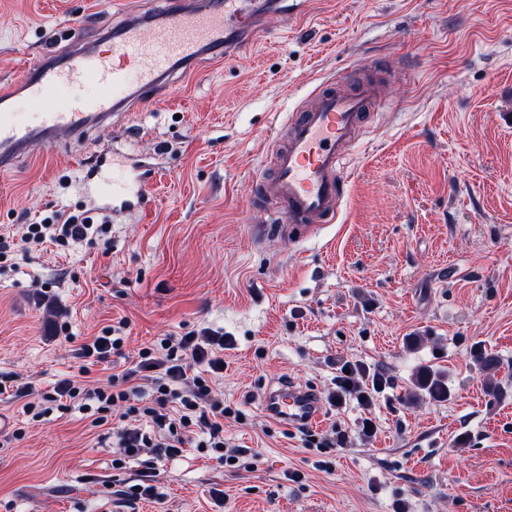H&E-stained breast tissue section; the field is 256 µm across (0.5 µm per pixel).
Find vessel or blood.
<instances>
[{
    "instance_id": "obj_1",
    "label": "vessel or blood",
    "mask_w": 512,
    "mask_h": 512,
    "mask_svg": "<svg viewBox=\"0 0 512 512\" xmlns=\"http://www.w3.org/2000/svg\"><path fill=\"white\" fill-rule=\"evenodd\" d=\"M256 0H167L154 12H127L118 25L71 49L50 48L13 80L0 84V172L11 171L35 146L60 137L85 139L109 127L146 95L164 93L172 78L189 74L214 54H230L231 31L252 33ZM92 85L93 94L74 111L62 88ZM25 111H17V104ZM377 85L369 80L341 91L319 88L309 104L286 120L287 136L276 144L274 172L257 175L252 189L268 218L260 234L304 239L321 225L337 223L346 195L349 148L380 109ZM147 166L115 153L84 164L80 188L85 202L107 213L143 212L152 199ZM263 411L291 429H306L322 415L313 389L284 381L269 388Z\"/></svg>"
}]
</instances>
